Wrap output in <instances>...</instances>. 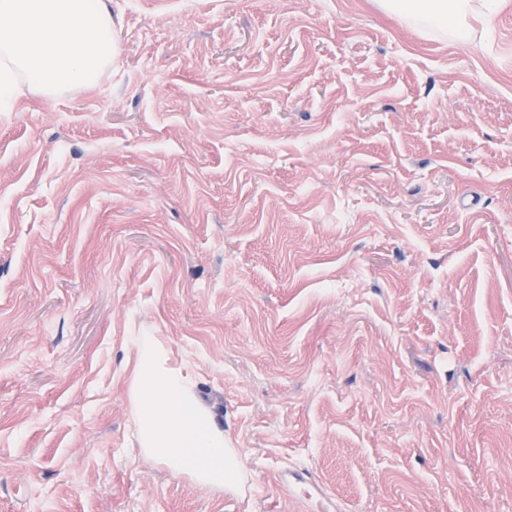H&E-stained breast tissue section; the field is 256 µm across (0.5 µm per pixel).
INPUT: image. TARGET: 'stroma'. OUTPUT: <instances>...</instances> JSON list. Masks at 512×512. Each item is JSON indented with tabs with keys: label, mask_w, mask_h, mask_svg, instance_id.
Segmentation results:
<instances>
[{
	"label": "stroma",
	"mask_w": 512,
	"mask_h": 512,
	"mask_svg": "<svg viewBox=\"0 0 512 512\" xmlns=\"http://www.w3.org/2000/svg\"><path fill=\"white\" fill-rule=\"evenodd\" d=\"M96 83L0 105V512H512V0H107ZM136 336L250 497L135 438ZM473 0H382L384 9L411 15L415 20L435 28L453 25L456 32L465 26L460 23L474 10ZM278 482L288 488V495L292 498L300 512H310L315 508H324L323 502H316L315 496L328 500L316 483L312 473L302 468H288L278 474Z\"/></svg>",
	"instance_id": "35a3bbf8"
}]
</instances>
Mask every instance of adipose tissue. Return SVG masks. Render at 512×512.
<instances>
[{"label": "adipose tissue", "instance_id": "obj_1", "mask_svg": "<svg viewBox=\"0 0 512 512\" xmlns=\"http://www.w3.org/2000/svg\"><path fill=\"white\" fill-rule=\"evenodd\" d=\"M496 0H381L384 9L435 28L459 25L473 8L492 14ZM117 53L106 0H0V102L17 85L40 93L93 83ZM129 398L143 454L170 473L225 490L243 466L227 453L224 432L195 391L190 371L172 363L161 339L143 345Z\"/></svg>", "mask_w": 512, "mask_h": 512}]
</instances>
